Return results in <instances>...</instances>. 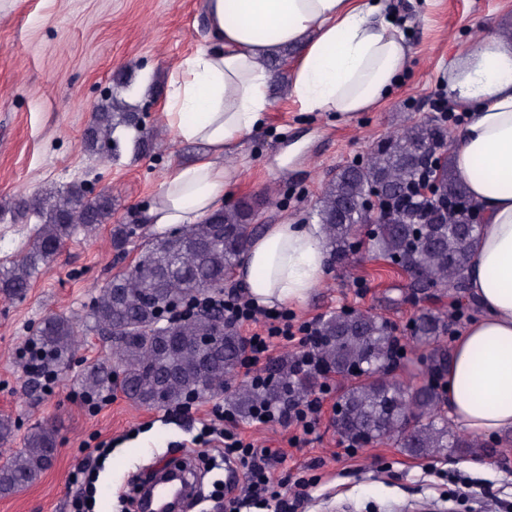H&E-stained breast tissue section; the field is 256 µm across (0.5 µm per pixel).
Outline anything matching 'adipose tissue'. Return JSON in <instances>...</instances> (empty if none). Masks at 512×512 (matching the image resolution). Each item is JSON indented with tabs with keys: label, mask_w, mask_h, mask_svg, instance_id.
<instances>
[{
	"label": "adipose tissue",
	"mask_w": 512,
	"mask_h": 512,
	"mask_svg": "<svg viewBox=\"0 0 512 512\" xmlns=\"http://www.w3.org/2000/svg\"><path fill=\"white\" fill-rule=\"evenodd\" d=\"M212 47L170 75L164 118L202 156L171 168L149 212L163 230L218 209L240 175L228 158L272 102L269 58L300 48L292 92L303 110L350 117L380 104L405 72L410 46L384 0H204ZM444 90L470 112L452 163L484 222L472 249L467 296L480 314L456 337L445 375L452 424L477 436L512 434V44L460 48ZM327 268L317 224H268L237 267L263 308L300 304Z\"/></svg>",
	"instance_id": "obj_1"
}]
</instances>
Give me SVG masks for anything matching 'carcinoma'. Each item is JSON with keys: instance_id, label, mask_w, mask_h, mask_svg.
Returning <instances> with one entry per match:
<instances>
[{"instance_id": "obj_1", "label": "carcinoma", "mask_w": 512, "mask_h": 512, "mask_svg": "<svg viewBox=\"0 0 512 512\" xmlns=\"http://www.w3.org/2000/svg\"><path fill=\"white\" fill-rule=\"evenodd\" d=\"M123 125L136 130L137 150H146L149 132L137 109L105 97L96 105L83 143L90 151L116 152L112 135ZM448 129L422 119L380 142L365 163L339 167L324 186L314 209L323 225L331 265H348L361 250L390 261L409 279L415 293L432 289L466 290L471 247L479 226L458 205L471 201L466 185L452 167L432 154L448 147ZM434 173L435 201L421 215L411 207L418 177ZM379 191L378 213L369 216L360 203ZM262 200L228 204L200 224H183L154 238L133 268L113 277L94 296L86 328L110 342V355L85 367L79 377L87 396L119 389L132 403L164 408L204 399L224 391L227 377L239 363L243 346L235 328L224 323V309L181 311L192 299L224 293V281L247 242ZM39 221L22 258L0 268V297L26 298L41 269L73 236L91 233L112 220V195L93 198L75 186L45 196L5 203ZM366 226L358 237L360 226ZM142 225L117 224L112 243L123 251L140 237ZM76 325L70 316L43 318L32 339L43 371L62 375L76 354ZM448 317L431 310L415 315L409 338L424 349L419 357L426 380L407 386L391 376L398 339L386 319L368 312H336L316 327L313 363L302 370L289 362L274 364L260 387L232 394L236 409L250 417L262 406L279 408L297 401L333 374L351 380L343 392L334 423L337 433L358 448L392 441L405 454L425 457L444 450L468 453L480 448L497 453V444L456 435L448 424L441 382L448 368ZM57 450L54 429L38 425L24 438V448L0 466V496L34 483L52 464Z\"/></svg>"}]
</instances>
